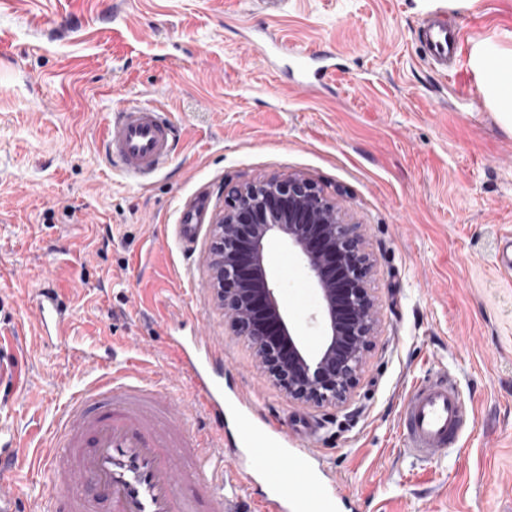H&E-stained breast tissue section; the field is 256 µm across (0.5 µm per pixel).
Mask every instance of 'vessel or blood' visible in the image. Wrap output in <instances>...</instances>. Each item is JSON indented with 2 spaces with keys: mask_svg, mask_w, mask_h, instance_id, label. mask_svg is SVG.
<instances>
[{
  "mask_svg": "<svg viewBox=\"0 0 512 512\" xmlns=\"http://www.w3.org/2000/svg\"><path fill=\"white\" fill-rule=\"evenodd\" d=\"M461 52L459 31L439 17L427 21L425 60L445 70ZM178 136L166 109L144 102L113 112L104 142L112 166L142 185L166 167ZM36 310L42 340L65 343L66 301L44 285ZM169 345L180 382L116 365L70 395L53 435L42 512H241L238 473L224 453V358L204 336H173ZM235 405L247 420L240 442H262L252 455L262 478L252 512H334L342 490L315 478L314 453L289 448L287 428L247 392H236ZM468 414L447 371L416 382L399 412L405 454L427 464L456 451ZM25 448L21 441L0 446V512L16 510L11 475Z\"/></svg>",
  "mask_w": 512,
  "mask_h": 512,
  "instance_id": "vessel-or-blood-1",
  "label": "vessel or blood"
}]
</instances>
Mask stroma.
Here are the masks:
<instances>
[{"instance_id":"stroma-1","label":"stroma","mask_w":512,"mask_h":512,"mask_svg":"<svg viewBox=\"0 0 512 512\" xmlns=\"http://www.w3.org/2000/svg\"><path fill=\"white\" fill-rule=\"evenodd\" d=\"M446 14L464 61L420 58L421 26ZM283 50L264 55L267 34ZM512 49V0H0V438L29 443L17 512L48 492L57 409L112 362L175 373L167 334L210 337L235 384L286 419L345 495L338 512H512V276L495 265L512 231V133L468 58ZM330 50L297 85L292 54ZM164 103L180 139L147 187L102 151L111 113ZM299 172L341 201L371 252L381 328L349 406H301L224 327L207 286L208 227L224 188ZM200 224L191 253L174 227ZM298 322L313 286L292 287L297 254L273 256ZM52 277L74 320L43 344L37 287ZM473 400L462 453L417 464L398 411L436 370Z\"/></svg>"}]
</instances>
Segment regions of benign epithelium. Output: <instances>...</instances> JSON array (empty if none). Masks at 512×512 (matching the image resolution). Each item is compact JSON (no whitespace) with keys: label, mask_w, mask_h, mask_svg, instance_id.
Segmentation results:
<instances>
[{"label":"benign epithelium","mask_w":512,"mask_h":512,"mask_svg":"<svg viewBox=\"0 0 512 512\" xmlns=\"http://www.w3.org/2000/svg\"><path fill=\"white\" fill-rule=\"evenodd\" d=\"M226 202L224 215L210 225L209 263V288L225 324L247 340L258 366L289 399L315 409L347 403L380 323L359 225L298 173L232 186ZM278 243L298 252L316 286L313 320L322 344L315 353L280 302L271 270Z\"/></svg>","instance_id":"7a95c632"}]
</instances>
